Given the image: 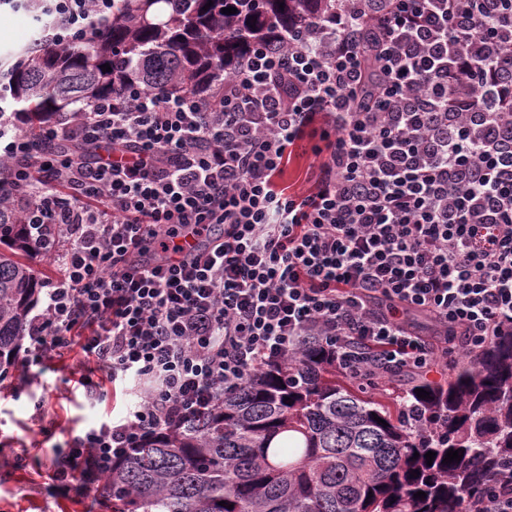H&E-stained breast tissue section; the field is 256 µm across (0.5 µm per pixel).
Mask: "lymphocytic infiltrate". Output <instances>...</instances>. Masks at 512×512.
<instances>
[{
  "mask_svg": "<svg viewBox=\"0 0 512 512\" xmlns=\"http://www.w3.org/2000/svg\"><path fill=\"white\" fill-rule=\"evenodd\" d=\"M16 2L54 44L112 15V0ZM313 135V187L288 192L289 149ZM0 157V200L33 197L26 222L69 237L45 254L61 274L24 365L77 345L87 395L130 380L141 396L73 438L58 485L94 490L304 337L368 386L512 333V0H336L331 18L252 48L222 90L135 82L40 140L0 127ZM188 233L199 253L172 262Z\"/></svg>",
  "mask_w": 512,
  "mask_h": 512,
  "instance_id": "lymphocytic-infiltrate-1",
  "label": "lymphocytic infiltrate"
}]
</instances>
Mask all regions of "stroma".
<instances>
[{
  "instance_id": "obj_1",
  "label": "stroma",
  "mask_w": 512,
  "mask_h": 512,
  "mask_svg": "<svg viewBox=\"0 0 512 512\" xmlns=\"http://www.w3.org/2000/svg\"><path fill=\"white\" fill-rule=\"evenodd\" d=\"M38 23L25 9L0 6V68L9 69L29 46ZM314 139L298 143L281 178L291 191L305 193L321 158ZM84 359L81 349L43 368L17 365L10 381L0 384V512H112L94 492L48 489V475L60 451L91 426L122 414L135 401L123 389L105 400L75 386Z\"/></svg>"
}]
</instances>
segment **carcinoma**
<instances>
[{
    "mask_svg": "<svg viewBox=\"0 0 512 512\" xmlns=\"http://www.w3.org/2000/svg\"><path fill=\"white\" fill-rule=\"evenodd\" d=\"M331 6L113 0L111 18L84 38L25 49L0 86V123L28 124L34 133L130 79L210 92L253 47L329 18ZM228 7L236 13H222ZM33 234L16 206L0 204V381L16 368L41 287L29 261ZM451 449L461 460L443 462ZM509 466L512 334L494 338L444 383L413 382L392 404L365 395L340 374L336 351L309 337L220 408L112 462L97 493L112 512H462L464 500L481 496ZM419 491L426 496L414 497Z\"/></svg>",
    "mask_w": 512,
    "mask_h": 512,
    "instance_id": "carcinoma-1",
    "label": "carcinoma"
}]
</instances>
